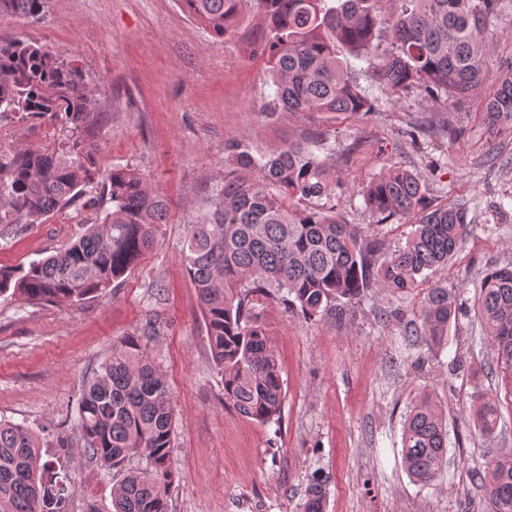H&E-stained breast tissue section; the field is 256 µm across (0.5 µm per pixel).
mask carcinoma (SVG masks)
Here are the masks:
<instances>
[{"label":"carcinoma","instance_id":"carcinoma-1","mask_svg":"<svg viewBox=\"0 0 512 512\" xmlns=\"http://www.w3.org/2000/svg\"><path fill=\"white\" fill-rule=\"evenodd\" d=\"M220 38L238 34L247 13L258 15L261 53L272 92L262 111L321 113L332 120L369 116L381 97L409 90L449 99L468 96L490 67L488 21L502 0H178ZM45 0H0V16H39ZM362 63L379 94L363 90L344 53ZM92 91L74 61L23 39L0 41V121L15 116L59 122L57 146L0 147V224H37L80 200L112 208L61 250L14 268H0V297L25 304L83 303L115 287L163 240L168 203L127 167L94 184ZM482 124L512 135V72L483 99ZM326 136L256 153L226 146L233 169L196 222L182 253L197 292L224 405L261 424L277 423L285 392L281 368L262 322L277 304L315 321L338 318L374 289L421 296L415 312L424 344L439 352L463 304L429 283L471 234L468 202L426 195L424 176L393 164L360 188L367 211L414 226L405 245L382 250L336 216V157ZM478 306L497 364L512 379V263L490 269ZM76 423L84 452L113 480V512H169L172 402L163 371L128 335L83 382ZM482 433H494L499 402L476 397L471 411ZM41 438L22 423L0 420V512H67L68 473L42 460ZM448 454L441 409L424 397L402 433V458L415 482L433 481ZM145 457L143 466L133 459ZM481 485L494 512H512V454L493 458ZM302 512H324L319 484Z\"/></svg>","mask_w":512,"mask_h":512}]
</instances>
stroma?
Segmentation results:
<instances>
[{"label": "stroma", "mask_w": 512, "mask_h": 512, "mask_svg": "<svg viewBox=\"0 0 512 512\" xmlns=\"http://www.w3.org/2000/svg\"><path fill=\"white\" fill-rule=\"evenodd\" d=\"M495 41L485 87L467 100L408 92L360 120L261 112L267 73L248 41L245 17L233 39H218L177 0H46L42 16L0 17V39L22 38L77 60L95 95L100 170L125 165L165 195L161 246L116 288L82 304L23 305L0 297V419L47 429L49 459L70 473L68 512H112L111 485L84 454L74 410L83 380L112 345L139 334L172 394L175 482L169 512H298L310 483H325V512H492L477 475L512 451V384L492 369L475 300L486 270L512 261V136H489L471 109L512 59V0L491 24ZM455 117L451 141L441 126ZM336 151V212L384 248L404 245L412 227L374 223L358 190L398 164L422 174L431 197L464 199L474 222L432 283L454 289L466 307L432 353L412 332L418 295L371 291L337 320L306 321L282 307L263 322L280 359L285 399L279 423L263 425L224 406L197 293L180 250L185 226L224 184L229 141L268 152L313 132ZM56 122L0 123V146L53 147ZM99 217L75 203L38 224H0V267L60 250ZM160 328L145 335L150 318ZM497 396L493 436L467 413L477 395ZM448 423V457L437 478L415 482L401 456L403 423L423 397ZM69 438L68 450L56 448Z\"/></svg>", "instance_id": "1"}]
</instances>
